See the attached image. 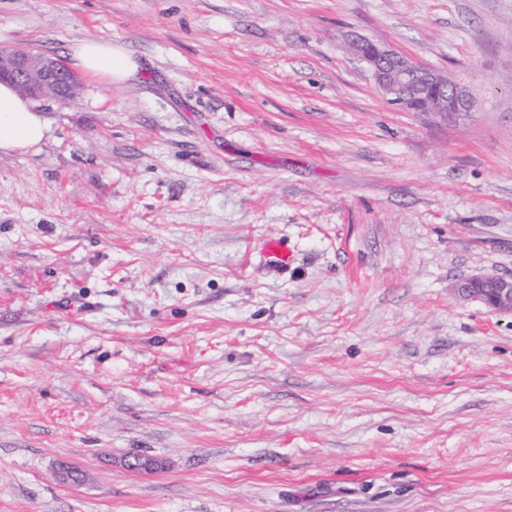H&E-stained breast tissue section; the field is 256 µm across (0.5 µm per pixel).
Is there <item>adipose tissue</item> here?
<instances>
[{
	"label": "adipose tissue",
	"instance_id": "1",
	"mask_svg": "<svg viewBox=\"0 0 512 512\" xmlns=\"http://www.w3.org/2000/svg\"><path fill=\"white\" fill-rule=\"evenodd\" d=\"M70 61L81 73L105 84H121L138 71V62L120 42L77 40ZM49 126L31 99L13 85L0 83V155L22 153L41 143Z\"/></svg>",
	"mask_w": 512,
	"mask_h": 512
}]
</instances>
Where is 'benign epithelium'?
Returning a JSON list of instances; mask_svg holds the SVG:
<instances>
[{
  "label": "benign epithelium",
  "instance_id": "7a95c632",
  "mask_svg": "<svg viewBox=\"0 0 512 512\" xmlns=\"http://www.w3.org/2000/svg\"><path fill=\"white\" fill-rule=\"evenodd\" d=\"M355 55L364 62L383 97L406 108V98L420 101L423 112H471L473 97L448 77L400 53L361 36L351 39ZM8 81L33 99L62 100L80 88L79 77L57 59L36 48L0 50V82ZM458 295L499 311L512 312V277L469 274L457 285Z\"/></svg>",
  "mask_w": 512,
  "mask_h": 512
}]
</instances>
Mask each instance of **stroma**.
Here are the masks:
<instances>
[{
    "mask_svg": "<svg viewBox=\"0 0 512 512\" xmlns=\"http://www.w3.org/2000/svg\"><path fill=\"white\" fill-rule=\"evenodd\" d=\"M77 39L139 71L0 155V512H512V313L453 291L512 275V0H0ZM351 46L390 104L407 109L405 100L412 95L420 101L421 112L473 111V97L438 71L361 36L355 35ZM262 250L275 267L282 269L288 268L292 255L280 239H266L262 244Z\"/></svg>",
    "mask_w": 512,
    "mask_h": 512,
    "instance_id": "stroma-1",
    "label": "stroma"
}]
</instances>
